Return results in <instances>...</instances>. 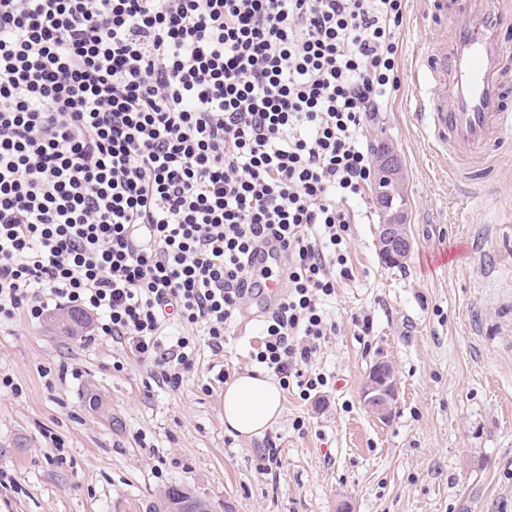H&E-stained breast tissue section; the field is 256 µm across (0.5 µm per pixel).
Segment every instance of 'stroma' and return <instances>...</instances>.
<instances>
[{"label":"stroma","instance_id":"1","mask_svg":"<svg viewBox=\"0 0 512 512\" xmlns=\"http://www.w3.org/2000/svg\"><path fill=\"white\" fill-rule=\"evenodd\" d=\"M432 13L409 0L400 84L367 132L399 159L412 250L383 262L367 192L350 273L325 305L336 329L308 367L324 393L285 390L279 421L235 437L225 380L253 371L259 323L236 321L222 352L198 344L169 388L127 347L64 333L59 309L2 319L0 512H147L173 485L213 512H512V131L494 171L467 184L434 153L409 105ZM382 360L398 387L387 420L362 400ZM268 448L281 463L263 473Z\"/></svg>","mask_w":512,"mask_h":512}]
</instances>
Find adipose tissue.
<instances>
[{
    "instance_id": "ef3b65f1",
    "label": "adipose tissue",
    "mask_w": 512,
    "mask_h": 512,
    "mask_svg": "<svg viewBox=\"0 0 512 512\" xmlns=\"http://www.w3.org/2000/svg\"><path fill=\"white\" fill-rule=\"evenodd\" d=\"M223 407L230 434L255 437L281 418L282 391L272 377L247 372L225 385Z\"/></svg>"
}]
</instances>
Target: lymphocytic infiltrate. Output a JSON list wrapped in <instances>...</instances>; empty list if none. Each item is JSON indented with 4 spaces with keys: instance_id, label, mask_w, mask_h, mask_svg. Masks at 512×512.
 <instances>
[{
    "instance_id": "1",
    "label": "lymphocytic infiltrate",
    "mask_w": 512,
    "mask_h": 512,
    "mask_svg": "<svg viewBox=\"0 0 512 512\" xmlns=\"http://www.w3.org/2000/svg\"><path fill=\"white\" fill-rule=\"evenodd\" d=\"M406 0H0V315L49 306L178 387L268 239L257 367L301 397L398 87ZM273 259L279 261L281 264L283 263L281 258V252L279 251L278 247L274 244H269L268 246L261 247L257 252H254L251 256V265L253 268V274L254 279L252 281V284L250 288L252 289L250 292V295L252 298H257L259 296H263L264 299H266L269 303L276 304L282 294V288L283 284L281 279H275L276 273L273 272L272 279H268L265 281V283L259 284V286H256L255 281L258 280L257 276L261 272L262 269L266 268L270 261H273ZM256 288H261V293L259 295H256L257 290H254Z\"/></svg>"
}]
</instances>
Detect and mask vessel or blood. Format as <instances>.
<instances>
[{
    "mask_svg": "<svg viewBox=\"0 0 512 512\" xmlns=\"http://www.w3.org/2000/svg\"><path fill=\"white\" fill-rule=\"evenodd\" d=\"M421 41L411 100L435 153L486 170L512 128V0H456L448 36Z\"/></svg>",
    "mask_w": 512,
    "mask_h": 512,
    "instance_id": "obj_1",
    "label": "vessel or blood"
}]
</instances>
